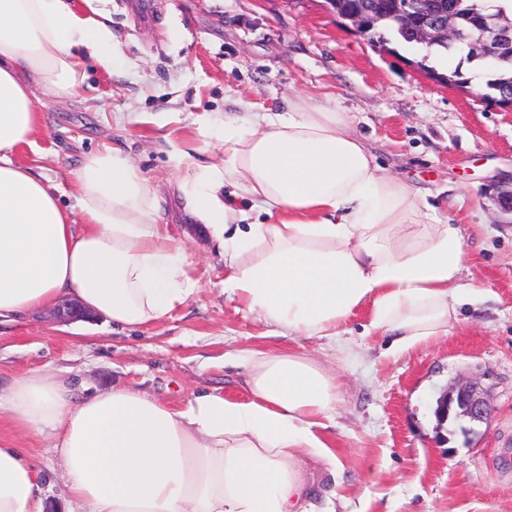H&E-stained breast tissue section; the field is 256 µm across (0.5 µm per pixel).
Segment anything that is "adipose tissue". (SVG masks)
Here are the masks:
<instances>
[{"label": "adipose tissue", "mask_w": 512, "mask_h": 512, "mask_svg": "<svg viewBox=\"0 0 512 512\" xmlns=\"http://www.w3.org/2000/svg\"><path fill=\"white\" fill-rule=\"evenodd\" d=\"M89 61L109 72L126 63L73 0H0V322L74 297L139 328L194 291L157 188L118 149L101 146L75 171L72 209L14 159L41 122L37 94L73 97ZM222 144V162L187 169L180 188L222 242L225 295L276 335L333 339L366 306V332L404 350L447 335L461 303L483 300L462 281L458 228L383 171L347 114L294 96L277 112L224 119ZM233 362L246 369L247 400L209 392L180 411L132 388L77 399L55 375L16 377L0 392V512H46L25 448L41 437L86 512H308L304 462L336 463L324 434L336 376L299 353Z\"/></svg>", "instance_id": "ef3b65f1"}]
</instances>
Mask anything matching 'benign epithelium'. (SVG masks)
Instances as JSON below:
<instances>
[{"label":"benign epithelium","mask_w":512,"mask_h":512,"mask_svg":"<svg viewBox=\"0 0 512 512\" xmlns=\"http://www.w3.org/2000/svg\"><path fill=\"white\" fill-rule=\"evenodd\" d=\"M326 11L337 19L350 22L353 29L362 35L382 19L383 14L381 9L371 17L351 9L338 13L328 7ZM397 21L411 39L421 44L446 42L457 48H465L482 58L489 68L496 66L504 52L512 53V20L496 14H481L464 23L454 5L448 6L445 11L438 0H408L405 6L397 10ZM411 65L438 83L469 93L474 91L471 76L441 74L416 61ZM493 200L499 213L512 215V180L495 186ZM55 314L65 321L90 317L84 307L67 299L56 305ZM436 405L440 422L452 421L461 425L465 435L475 433V426L485 423L492 412L487 395L472 381L453 383L438 398Z\"/></svg>","instance_id":"7a95c632"}]
</instances>
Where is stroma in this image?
I'll return each instance as SVG.
<instances>
[{"mask_svg":"<svg viewBox=\"0 0 512 512\" xmlns=\"http://www.w3.org/2000/svg\"><path fill=\"white\" fill-rule=\"evenodd\" d=\"M145 23L128 0H97L99 19L126 57L108 72L89 64L79 96L42 98L41 125L20 146L32 166L75 204L74 171L107 143L159 185L161 221L192 256L196 289L166 321L122 330L101 315L63 321L51 309L0 325V387L40 370L72 382L85 397L131 387L170 409L217 390L246 399L240 351L302 352L324 363L341 385L326 435L335 473L307 464L314 512H512V469L489 464L512 449V223L493 221V185L512 175V112L494 90L469 95L432 83L411 65L409 49L382 53L334 20L324 0H152ZM329 96L351 113L379 164L429 193L437 216L457 226L466 282L489 294L458 309L447 336L396 353L390 339L365 334L368 309L330 341L274 336L224 296V260L186 210L177 180L187 164L219 163L218 134L201 137L203 119L263 112L294 95ZM478 382L493 407L476 433L439 425L436 400L450 383ZM29 451L45 475L53 512H68L61 461L47 441Z\"/></svg>","mask_w":512,"mask_h":512,"instance_id":"1","label":"stroma"}]
</instances>
